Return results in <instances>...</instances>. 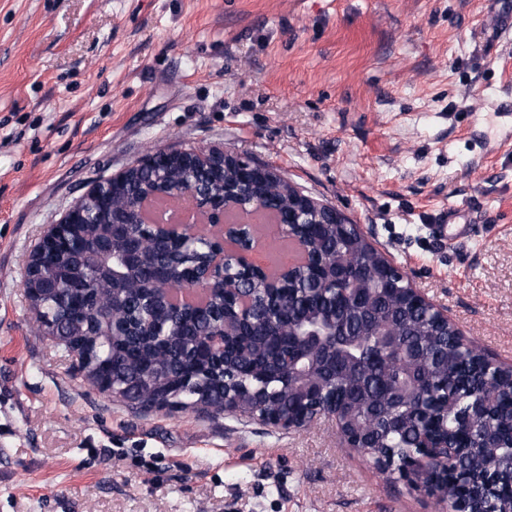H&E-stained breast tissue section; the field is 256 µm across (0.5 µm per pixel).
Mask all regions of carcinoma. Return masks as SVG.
I'll use <instances>...</instances> for the list:
<instances>
[{
    "label": "carcinoma",
    "mask_w": 512,
    "mask_h": 512,
    "mask_svg": "<svg viewBox=\"0 0 512 512\" xmlns=\"http://www.w3.org/2000/svg\"><path fill=\"white\" fill-rule=\"evenodd\" d=\"M181 169L156 166L141 171L126 188L136 198L174 182ZM195 177L211 191V201L220 204L221 189H234L242 197L253 193L241 183L238 170L224 165V176L212 170ZM263 208L284 217L296 206L289 183L278 179L261 189ZM292 232L309 246L306 255L292 263L288 276L281 264L271 270L242 265L227 258L224 268L225 298L204 309L175 308L161 298L162 289L184 288L209 266L208 230L201 227L188 243L169 238L146 253V261L163 272L158 283L140 279L131 269L124 279L112 281V258L93 263L81 253H55L40 259L42 272H53L65 263L71 275L45 297L51 317L80 323L67 351H85L87 375L102 364L115 369L117 386L135 382L141 396L149 400L154 388L170 392L182 409H209L224 400V370L237 384L257 386L255 377L266 378L271 404L293 417L300 415L296 402L285 395L282 376L302 351L294 328L310 318L336 325L348 339L374 341L371 332L378 323L391 328L393 350L406 349L413 359L408 368L396 354L375 361L346 352L336 361L338 390L353 385L351 400L357 403L356 421L375 435L378 447L370 458L387 457L400 470L420 452L418 422L395 429L389 421L404 409L386 399L388 389L403 373L409 377L414 398L432 393L448 399V440L457 445L448 456V482L440 486L443 500L468 512H512V379L485 375L458 347L451 330L433 323L422 309L408 305L409 294L400 288L376 294L368 309L353 306L341 293L322 282L330 263L346 258V275L367 291L379 286L384 268L364 255L357 231H344L334 224H293ZM123 289L117 305L96 307L95 298L104 284ZM237 323L227 338L224 355L210 357L201 352L202 339L222 320Z\"/></svg>",
    "instance_id": "cac0c4a2"
}]
</instances>
